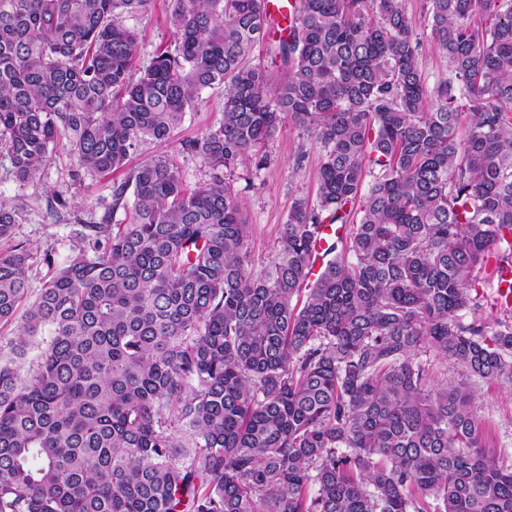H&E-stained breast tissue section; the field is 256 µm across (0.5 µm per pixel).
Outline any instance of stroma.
<instances>
[{"label":"stroma","mask_w":512,"mask_h":512,"mask_svg":"<svg viewBox=\"0 0 512 512\" xmlns=\"http://www.w3.org/2000/svg\"><path fill=\"white\" fill-rule=\"evenodd\" d=\"M406 14L420 41V67L428 85H435L448 75V63L431 33L428 0H404ZM170 0H152L148 12L124 16L123 23L139 37L135 71H142L156 52L173 49L175 36L168 23ZM224 91L205 89L197 104L188 110L173 139L164 146L143 145L130 166H138L150 156L164 151L182 167L189 184L208 180L210 169L201 157L183 152L182 141L200 137L224 120ZM268 162L258 169L246 163L232 174L236 191L244 205L250 226L249 249L255 270H263L277 253V237L286 223L293 202L299 198L315 199L323 149L316 139L286 122L267 141L264 149ZM72 160L63 152L53 154L40 176L29 183L15 180L7 158L0 155V198L15 209L11 245H23L34 252L30 271L32 293H39L49 279L51 264H62L76 254L80 243L73 234L79 223L99 220L112 206V184L124 179V172L113 175H88L73 181ZM476 393L480 432L487 449L512 461V388L493 381L471 378Z\"/></svg>","instance_id":"1"}]
</instances>
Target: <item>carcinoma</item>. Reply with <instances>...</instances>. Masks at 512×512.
<instances>
[{"mask_svg": "<svg viewBox=\"0 0 512 512\" xmlns=\"http://www.w3.org/2000/svg\"><path fill=\"white\" fill-rule=\"evenodd\" d=\"M171 4L175 49L134 80L122 17L151 0H0L19 182L58 149L78 182L122 170L224 87L223 123L182 142L208 182L165 152L142 162L74 229L83 248L44 257L32 302L33 253L0 251L13 353L48 332L28 379L0 361V512H512L469 383L428 388L415 362L512 386V308L490 338L463 320L478 273L512 265V0H430L448 59L432 90L402 0H295L280 31L267 0ZM272 33L277 85L252 57ZM286 120L324 149L318 193L257 274L229 175L263 166ZM14 224L0 200L1 240ZM325 224L346 232L319 257ZM416 361L426 364V368H428V378L431 384L446 380H456L458 378V368L455 365L441 361L431 353L418 355Z\"/></svg>", "mask_w": 512, "mask_h": 512, "instance_id": "carcinoma-1", "label": "carcinoma"}]
</instances>
